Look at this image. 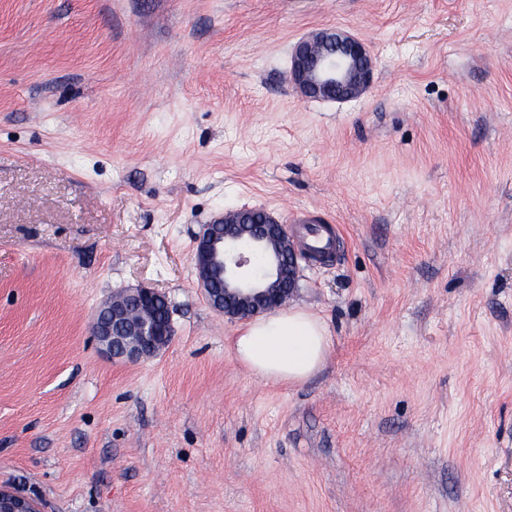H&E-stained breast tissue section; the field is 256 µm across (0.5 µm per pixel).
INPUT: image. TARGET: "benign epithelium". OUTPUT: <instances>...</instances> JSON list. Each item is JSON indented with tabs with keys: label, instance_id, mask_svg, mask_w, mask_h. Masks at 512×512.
Masks as SVG:
<instances>
[{
	"label": "benign epithelium",
	"instance_id": "benign-epithelium-1",
	"mask_svg": "<svg viewBox=\"0 0 512 512\" xmlns=\"http://www.w3.org/2000/svg\"><path fill=\"white\" fill-rule=\"evenodd\" d=\"M289 77L302 96L345 102L373 82L374 66L365 45L341 31H317L292 48ZM270 256L271 269L250 266L245 248ZM198 284L209 305L229 319L267 314L279 308L298 284V255L288 226L270 214L252 224L248 214L229 211L202 225L193 257ZM165 295L139 285L118 291L97 307L92 332L114 360L137 362L157 356L171 343L172 321H152L133 310H150ZM0 512H40L39 503L0 485Z\"/></svg>",
	"mask_w": 512,
	"mask_h": 512
}]
</instances>
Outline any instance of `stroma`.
I'll use <instances>...</instances> for the list:
<instances>
[{"mask_svg": "<svg viewBox=\"0 0 512 512\" xmlns=\"http://www.w3.org/2000/svg\"><path fill=\"white\" fill-rule=\"evenodd\" d=\"M360 39L310 100L290 51ZM338 225L288 306L323 369L250 376L194 235ZM145 285L174 337L101 355ZM0 483L42 512H512V0H0ZM289 77L305 98L345 102L369 89L374 66L359 39L341 31L323 30L310 33L293 46ZM159 299L167 303L168 321H151L144 314L133 316V306L136 311L150 310ZM92 332L103 353L113 360L137 362L155 357L169 346L174 336L170 304L155 288H125L100 303Z\"/></svg>", "mask_w": 512, "mask_h": 512, "instance_id": "obj_1", "label": "stroma"}]
</instances>
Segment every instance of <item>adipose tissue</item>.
Segmentation results:
<instances>
[{"instance_id": "adipose-tissue-1", "label": "adipose tissue", "mask_w": 512, "mask_h": 512, "mask_svg": "<svg viewBox=\"0 0 512 512\" xmlns=\"http://www.w3.org/2000/svg\"><path fill=\"white\" fill-rule=\"evenodd\" d=\"M330 347L327 323L301 307L246 322L231 343L234 358L250 375L288 385L318 373Z\"/></svg>"}]
</instances>
